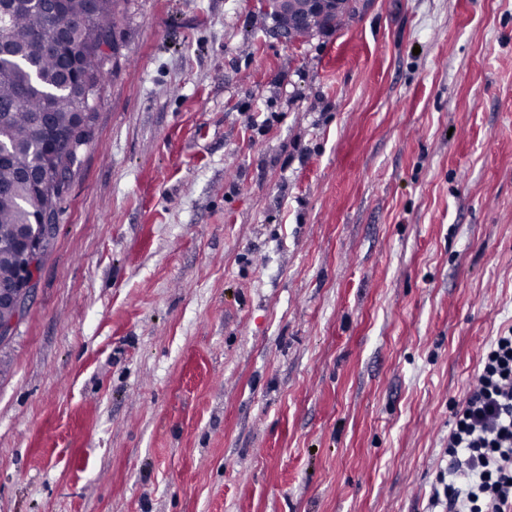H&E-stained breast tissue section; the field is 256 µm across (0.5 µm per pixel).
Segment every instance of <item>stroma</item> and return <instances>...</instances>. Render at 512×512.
Returning a JSON list of instances; mask_svg holds the SVG:
<instances>
[{
	"instance_id": "stroma-1",
	"label": "stroma",
	"mask_w": 512,
	"mask_h": 512,
	"mask_svg": "<svg viewBox=\"0 0 512 512\" xmlns=\"http://www.w3.org/2000/svg\"><path fill=\"white\" fill-rule=\"evenodd\" d=\"M126 0L0 348V512H424L512 327V0ZM305 3L304 12L293 13V21L296 25H304L309 14H317L331 18L335 13L340 0H301Z\"/></svg>"
}]
</instances>
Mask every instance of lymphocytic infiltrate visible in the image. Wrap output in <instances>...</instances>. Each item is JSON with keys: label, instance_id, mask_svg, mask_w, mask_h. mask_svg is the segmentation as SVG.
<instances>
[{"label": "lymphocytic infiltrate", "instance_id": "1", "mask_svg": "<svg viewBox=\"0 0 512 512\" xmlns=\"http://www.w3.org/2000/svg\"><path fill=\"white\" fill-rule=\"evenodd\" d=\"M442 459L433 512H512V327L489 342Z\"/></svg>", "mask_w": 512, "mask_h": 512}]
</instances>
